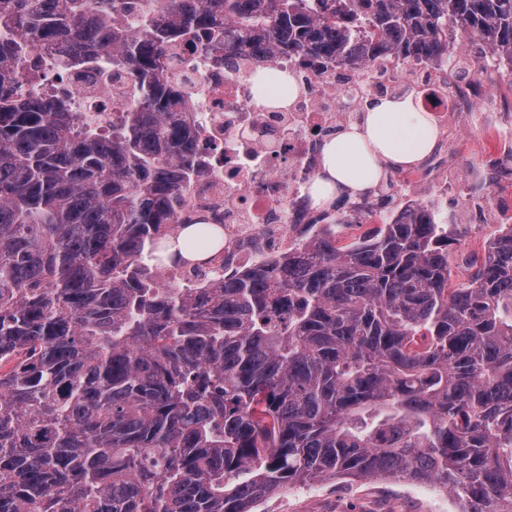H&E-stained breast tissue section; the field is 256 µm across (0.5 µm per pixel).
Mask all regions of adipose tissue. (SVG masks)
Segmentation results:
<instances>
[{
    "instance_id": "adipose-tissue-1",
    "label": "adipose tissue",
    "mask_w": 512,
    "mask_h": 512,
    "mask_svg": "<svg viewBox=\"0 0 512 512\" xmlns=\"http://www.w3.org/2000/svg\"><path fill=\"white\" fill-rule=\"evenodd\" d=\"M432 113L411 97L369 100L360 122L319 147L320 168L307 192L313 207L374 188L392 171L418 166L436 147Z\"/></svg>"
}]
</instances>
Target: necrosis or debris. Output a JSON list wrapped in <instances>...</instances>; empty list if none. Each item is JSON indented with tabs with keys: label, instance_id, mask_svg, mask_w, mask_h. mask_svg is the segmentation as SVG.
Returning a JSON list of instances; mask_svg holds the SVG:
<instances>
[{
	"label": "necrosis or debris",
	"instance_id": "obj_1",
	"mask_svg": "<svg viewBox=\"0 0 512 512\" xmlns=\"http://www.w3.org/2000/svg\"><path fill=\"white\" fill-rule=\"evenodd\" d=\"M31 56L41 64L45 86L67 93L73 110L99 125H110L113 113L137 98L130 74L108 61L61 71L54 52L36 45ZM267 69L295 78L300 93L290 106L256 103L249 79ZM162 74L185 100L204 163L177 216L202 215L223 225L224 265L230 269L287 250L307 225L321 223L306 199L319 170V140L358 117L364 100L416 91L438 128L450 132L428 164L395 173L391 185L375 189L372 208L382 213L408 211L421 186L437 199L461 194V181L448 179L463 147L459 120L467 118L474 133L484 126L475 84L447 85V65L423 55H382L352 69L316 56L272 54L258 44L204 52L191 33L167 47ZM369 209L350 208L351 221L360 222Z\"/></svg>",
	"mask_w": 512,
	"mask_h": 512
}]
</instances>
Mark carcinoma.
Returning <instances> with one entry per match:
<instances>
[{"label":"carcinoma","instance_id":"cac0c4a2","mask_svg":"<svg viewBox=\"0 0 512 512\" xmlns=\"http://www.w3.org/2000/svg\"><path fill=\"white\" fill-rule=\"evenodd\" d=\"M188 29L351 67L459 46L473 80L512 66V0H0V512H252L329 476L512 512V224L455 285L421 201L350 243L342 213L276 261L161 282L224 250L201 223L165 258L202 171L160 72ZM34 43L127 68L137 102L102 129L26 94Z\"/></svg>","mask_w":512,"mask_h":512}]
</instances>
